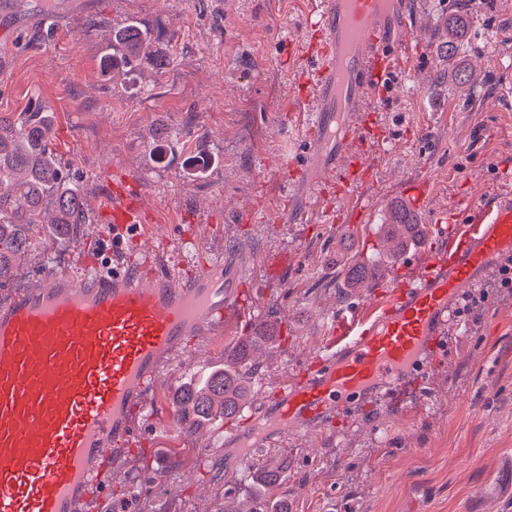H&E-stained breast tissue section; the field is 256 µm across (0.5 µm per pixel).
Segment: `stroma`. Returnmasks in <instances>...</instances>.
Masks as SVG:
<instances>
[{
    "instance_id": "1",
    "label": "stroma",
    "mask_w": 512,
    "mask_h": 512,
    "mask_svg": "<svg viewBox=\"0 0 512 512\" xmlns=\"http://www.w3.org/2000/svg\"><path fill=\"white\" fill-rule=\"evenodd\" d=\"M50 30L28 27L0 41V118L38 114L55 133L63 171L79 184L88 219L76 235H36L14 279L35 285L46 265L75 269L77 254L118 261L166 244L170 265L192 271L235 249L251 259L250 322L201 336L161 374L159 409L137 418L130 461L102 488V512H512V295L494 280L481 308L441 337L433 364L407 402L339 413L299 438L275 439L258 455L240 447V418L182 438L169 422L175 394L200 366L221 363L257 323L274 322L279 340L256 350L255 416L307 356L330 341L332 321L370 295L347 288L336 266L344 238L356 261L385 264L378 226L392 202L411 203L435 237L441 213L461 212L479 195L512 190V0H412L410 52L395 89L369 104L380 135L366 147L372 182L351 189L366 213L335 222L336 185L308 194L317 220L282 224L291 184L285 161L303 162L307 113L295 85L303 64L291 43L314 32L316 0H66ZM465 33L447 46L449 18ZM136 20L171 63L142 62L133 75L102 76L112 27ZM198 58L185 82L181 63ZM478 76L461 91L457 74ZM118 188L146 214L141 235L120 247L97 233L98 198ZM280 471L275 487L259 479Z\"/></svg>"
}]
</instances>
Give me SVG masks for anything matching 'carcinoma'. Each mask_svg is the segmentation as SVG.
I'll list each match as a JSON object with an SVG mask.
<instances>
[{"mask_svg":"<svg viewBox=\"0 0 512 512\" xmlns=\"http://www.w3.org/2000/svg\"><path fill=\"white\" fill-rule=\"evenodd\" d=\"M110 48L100 60L104 73L131 72L143 60L156 66L167 65V56L156 45L154 36L137 21L112 28ZM52 129L34 117L10 121L0 118V282L14 275L39 230L41 210H53L52 229L68 236L86 223L83 193L67 179L49 148ZM380 239L386 256L394 260L408 242L423 235L421 225L404 206L393 204L380 225ZM348 285L363 288L381 274V268L352 263L345 255ZM267 336H244L238 345L245 360ZM254 395L251 372L222 369L189 379L177 401L178 413L172 428L187 436L217 420L240 412Z\"/></svg>","mask_w":512,"mask_h":512,"instance_id":"carcinoma-1","label":"carcinoma"}]
</instances>
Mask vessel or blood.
<instances>
[{
  "mask_svg": "<svg viewBox=\"0 0 512 512\" xmlns=\"http://www.w3.org/2000/svg\"><path fill=\"white\" fill-rule=\"evenodd\" d=\"M319 55L297 85V105L329 147L289 165L297 190L318 175L364 184L369 100L388 87L411 42L400 0H318ZM113 231L141 222L136 204L104 195ZM163 247L140 263L79 273L54 268L36 287L0 291V512H99L98 493L137 438L135 417L188 339L246 321V266L220 259L192 275ZM512 257V193L453 214L438 240L395 265L393 282L364 314L338 316L336 342L285 385L267 420L278 435L328 426L341 402H396L417 387L409 372L454 318L464 289Z\"/></svg>",
  "mask_w": 512,
  "mask_h": 512,
  "instance_id": "1",
  "label": "vessel or blood"
}]
</instances>
